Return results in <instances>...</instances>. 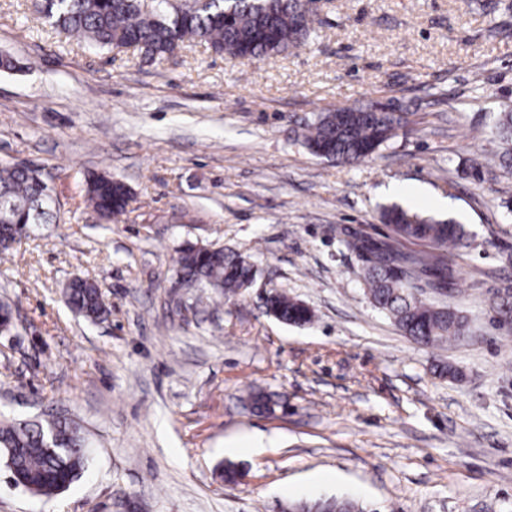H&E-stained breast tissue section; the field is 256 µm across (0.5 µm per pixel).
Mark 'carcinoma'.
I'll use <instances>...</instances> for the list:
<instances>
[{
	"mask_svg": "<svg viewBox=\"0 0 512 512\" xmlns=\"http://www.w3.org/2000/svg\"><path fill=\"white\" fill-rule=\"evenodd\" d=\"M38 13L50 25L98 47L134 46L149 57L173 53L185 41L208 45L233 58L261 59L301 46L311 25L298 19V0H193L181 6L154 0L145 9L141 0H37ZM404 118L375 102L366 108L342 107L325 112L308 124L302 144L315 156L353 166L374 154L396 135ZM497 135L512 143V109L499 114ZM50 174L17 166L0 167V250L12 248V224H41L51 216L46 195ZM88 201L108 220L126 212V185L110 176L92 178ZM386 240L344 230L341 242L363 262L365 283L374 307L393 319L399 330L417 344L438 347L470 335L465 316L451 304H438L427 291L452 295L455 285L448 252L470 246L464 225L439 220L401 207L382 213ZM423 241L431 250L409 254L405 241ZM182 280L190 287L218 288L236 295L252 273L251 265L224 249L204 250L188 245L178 259ZM76 314L101 321L107 307L93 279L76 278L66 291ZM267 313L290 325H305L313 314L283 293L271 295ZM0 456L14 468L21 487L34 496L52 497L66 491L85 471L88 450L80 430L60 420L0 421ZM318 512H363L346 499H332Z\"/></svg>",
	"mask_w": 512,
	"mask_h": 512,
	"instance_id": "1",
	"label": "carcinoma"
}]
</instances>
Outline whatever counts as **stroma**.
<instances>
[{
	"instance_id": "obj_1",
	"label": "stroma",
	"mask_w": 512,
	"mask_h": 512,
	"mask_svg": "<svg viewBox=\"0 0 512 512\" xmlns=\"http://www.w3.org/2000/svg\"><path fill=\"white\" fill-rule=\"evenodd\" d=\"M308 41L258 61L201 43L145 58L97 49L44 22L35 0H0V165L51 172L55 217L0 252V415L59 416L91 464L37 498L0 465V512H288L348 497L379 512H512V332L491 289L512 285V0H317ZM381 101L409 123L354 166L310 154L301 128ZM129 189L99 220L87 182ZM454 219L449 302L471 341L424 347L371 303L341 228L383 238L393 204ZM256 267L227 298L183 283L186 245ZM93 278L109 315L75 316L66 285ZM283 291L310 324L267 315ZM458 368L440 375L439 365ZM270 395L272 412L245 408ZM262 436L252 455L227 446ZM238 481H226V468ZM334 482H325V475Z\"/></svg>"
}]
</instances>
